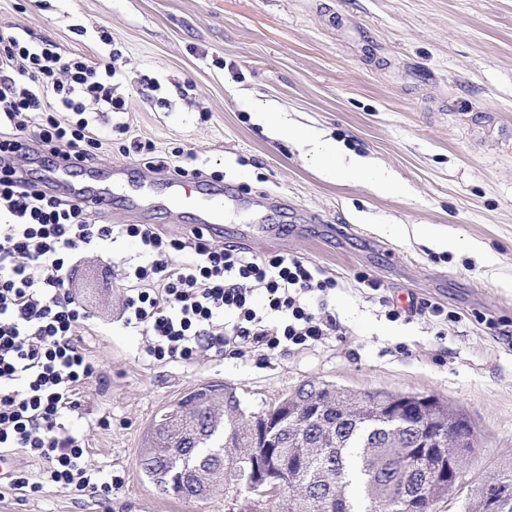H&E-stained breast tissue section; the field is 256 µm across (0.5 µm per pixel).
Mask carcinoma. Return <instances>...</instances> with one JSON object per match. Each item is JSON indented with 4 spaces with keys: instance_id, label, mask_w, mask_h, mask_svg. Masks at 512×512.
Returning a JSON list of instances; mask_svg holds the SVG:
<instances>
[{
    "instance_id": "1",
    "label": "carcinoma",
    "mask_w": 512,
    "mask_h": 512,
    "mask_svg": "<svg viewBox=\"0 0 512 512\" xmlns=\"http://www.w3.org/2000/svg\"><path fill=\"white\" fill-rule=\"evenodd\" d=\"M404 400L400 414L382 411L389 424L403 426L412 404L429 401L434 426L462 433L463 459L475 448L476 432L467 417L435 395L360 392L332 384L308 383L272 409L246 413L236 391L222 384L197 388L171 405L146 431L139 473L163 494L193 502L232 490L256 492L253 463L267 462L251 424L266 417L284 453L301 454L303 473L286 492L288 507L269 495L272 512H430L458 483L424 486L429 460L414 454L407 439L380 434L374 410L380 397ZM317 398L342 403L321 421H309L305 402Z\"/></svg>"
}]
</instances>
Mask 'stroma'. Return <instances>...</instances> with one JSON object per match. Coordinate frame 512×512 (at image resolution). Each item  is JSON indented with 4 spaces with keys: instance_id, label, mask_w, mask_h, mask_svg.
<instances>
[{
    "instance_id": "stroma-1",
    "label": "stroma",
    "mask_w": 512,
    "mask_h": 512,
    "mask_svg": "<svg viewBox=\"0 0 512 512\" xmlns=\"http://www.w3.org/2000/svg\"><path fill=\"white\" fill-rule=\"evenodd\" d=\"M110 43H103L100 31ZM50 37L91 60L120 51L127 130L100 126L94 169L121 186L108 219L179 236L196 207L170 203L160 174L124 156L194 151L199 191L223 185L240 202L225 243L257 256L290 253L338 282L327 304L340 332L309 349L191 363L143 359V336L119 319L122 261L82 256L74 295L96 317L81 345L103 373L68 422L102 475L121 477L112 512H231L224 495L183 502L138 472L143 436L164 410L208 383L234 387L249 411L309 382L357 391L434 394L473 425L478 449L464 480L433 512H464L485 481L512 466V0H0V32ZM157 85L152 98L141 79ZM297 122L385 170L381 194L324 180L304 147L255 119ZM379 224H432L480 242L478 255L438 251ZM376 280L371 290L359 274ZM412 293L456 319L389 320L379 296ZM108 426H101V419ZM0 512H101L92 498L46 487L7 495Z\"/></svg>"
}]
</instances>
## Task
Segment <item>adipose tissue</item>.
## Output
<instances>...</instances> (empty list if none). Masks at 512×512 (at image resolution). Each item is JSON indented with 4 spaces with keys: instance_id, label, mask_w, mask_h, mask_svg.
I'll return each instance as SVG.
<instances>
[{
    "instance_id": "ef3b65f1",
    "label": "adipose tissue",
    "mask_w": 512,
    "mask_h": 512,
    "mask_svg": "<svg viewBox=\"0 0 512 512\" xmlns=\"http://www.w3.org/2000/svg\"><path fill=\"white\" fill-rule=\"evenodd\" d=\"M278 134L285 140L304 146L319 174L332 182L362 179L381 190L390 189L391 177L384 170L368 165L360 158H345L339 144L322 141L309 133L292 127H278Z\"/></svg>"
}]
</instances>
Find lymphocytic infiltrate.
I'll return each mask as SVG.
<instances>
[{
    "instance_id": "obj_1",
    "label": "lymphocytic infiltrate",
    "mask_w": 512,
    "mask_h": 512,
    "mask_svg": "<svg viewBox=\"0 0 512 512\" xmlns=\"http://www.w3.org/2000/svg\"><path fill=\"white\" fill-rule=\"evenodd\" d=\"M119 58L113 51L92 62L45 36L0 33V451L41 464L0 489L26 499L48 485L103 504L112 498L111 481L100 479L67 426L96 371L77 341L95 316L68 288L80 255L138 243V259L124 266L122 321L146 336L144 354L156 361L262 355L337 329L335 317L314 309L337 281L302 257L262 258L197 227L166 236L150 224H112L18 172L32 143L49 169L60 157L93 163L101 147L94 112L127 111L112 84Z\"/></svg>"
}]
</instances>
